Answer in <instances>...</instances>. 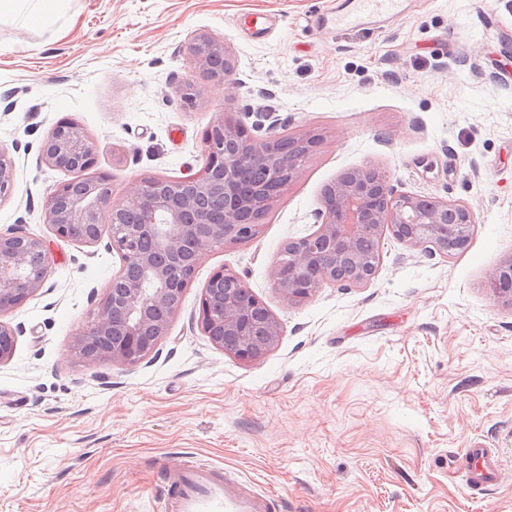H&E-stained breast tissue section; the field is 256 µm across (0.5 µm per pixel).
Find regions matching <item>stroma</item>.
Listing matches in <instances>:
<instances>
[{"label": "stroma", "mask_w": 512, "mask_h": 512, "mask_svg": "<svg viewBox=\"0 0 512 512\" xmlns=\"http://www.w3.org/2000/svg\"><path fill=\"white\" fill-rule=\"evenodd\" d=\"M340 0H69L46 28L0 21V151L15 190L0 230L49 242L44 288L5 315L20 333L0 364V512H151L161 472L194 457L277 493L284 512H512V307L491 271L512 257V0H408L393 21L312 26ZM492 14L496 26L478 19ZM265 20L262 32L244 25ZM206 32L233 52L237 85L191 66ZM201 90L186 106L176 88ZM229 111L257 129L277 113L321 142L256 237L204 255L156 351L133 366L87 362L77 337L119 268L105 244L54 236L46 197L73 173L45 165L61 120L92 137L112 201L149 176L206 163L205 128ZM398 190L467 203L468 246L429 255L387 236L374 276L290 303L271 267L314 231L326 185L359 167ZM226 268L282 324L244 362L198 324L201 290ZM493 449L495 480L471 488L464 451Z\"/></svg>", "instance_id": "1"}]
</instances>
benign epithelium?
I'll return each instance as SVG.
<instances>
[{"mask_svg": "<svg viewBox=\"0 0 512 512\" xmlns=\"http://www.w3.org/2000/svg\"><path fill=\"white\" fill-rule=\"evenodd\" d=\"M194 68L224 59L215 84H234L231 47L198 32L185 43ZM207 162L179 180L134 184L122 203L112 204L108 175H95L84 187L59 184L44 203L45 221L61 239H74L82 225L86 244L108 237L120 257L76 346L87 361L131 366L151 354L167 336L169 321L193 279L199 258L226 243L246 242L259 225L245 219L253 208L271 209L302 167L301 157L279 148V138L260 139L229 112H222L202 136ZM41 159L68 172L95 165L92 138L76 123L60 121L41 146ZM15 189L12 162L0 152V202ZM316 230L288 242L287 258L272 267L273 287L288 302L312 296L326 283L363 284L376 271L377 255L361 251L364 240L387 233L430 255L463 249L476 217L461 201L406 193L387 170L367 166L341 174L323 191L315 212ZM453 239L457 247H448ZM51 267L49 244L12 227L0 231V316L13 311L43 288ZM492 295L512 306V257L488 278ZM200 327L216 348L242 361L260 358L282 336V326L266 304L237 274L215 271L202 289ZM19 330L0 321V364L12 358Z\"/></svg>", "mask_w": 512, "mask_h": 512, "instance_id": "1", "label": "benign epithelium"}]
</instances>
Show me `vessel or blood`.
I'll return each instance as SVG.
<instances>
[{
  "instance_id": "vessel-or-blood-1",
  "label": "vessel or blood",
  "mask_w": 512,
  "mask_h": 512,
  "mask_svg": "<svg viewBox=\"0 0 512 512\" xmlns=\"http://www.w3.org/2000/svg\"><path fill=\"white\" fill-rule=\"evenodd\" d=\"M406 0H348L344 7L319 14V27L339 32L364 25L374 18L392 20L401 15ZM465 480L473 486L490 483L497 461L483 448L466 449ZM169 488L159 512H275L277 497L272 492L254 491L235 471L205 460L167 468Z\"/></svg>"
}]
</instances>
